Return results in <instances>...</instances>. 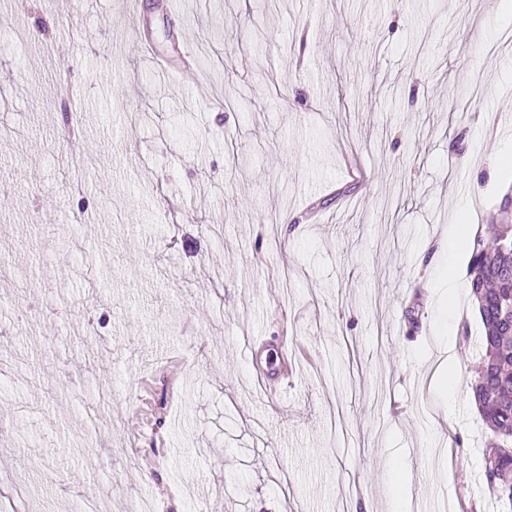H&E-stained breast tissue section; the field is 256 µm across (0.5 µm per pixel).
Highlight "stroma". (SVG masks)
I'll list each match as a JSON object with an SVG mask.
<instances>
[{"instance_id": "35a3bbf8", "label": "stroma", "mask_w": 512, "mask_h": 512, "mask_svg": "<svg viewBox=\"0 0 512 512\" xmlns=\"http://www.w3.org/2000/svg\"><path fill=\"white\" fill-rule=\"evenodd\" d=\"M180 2L183 30L167 0L134 18L121 0L65 17L0 0L14 508L119 512L143 493L160 512H499L471 395L449 403L432 374L467 382L479 359L470 246L452 236L460 202L475 234L512 210V166L492 161L512 151V49L486 52L512 14ZM187 51L196 73L153 76L151 56ZM450 270L455 300L425 289ZM261 337L295 359L279 402L249 362Z\"/></svg>"}]
</instances>
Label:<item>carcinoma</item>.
<instances>
[{
	"mask_svg": "<svg viewBox=\"0 0 512 512\" xmlns=\"http://www.w3.org/2000/svg\"><path fill=\"white\" fill-rule=\"evenodd\" d=\"M490 241L473 240L469 289L482 328V354L469 388L491 438L483 473L512 510V224L490 220Z\"/></svg>",
	"mask_w": 512,
	"mask_h": 512,
	"instance_id": "obj_1",
	"label": "carcinoma"
}]
</instances>
